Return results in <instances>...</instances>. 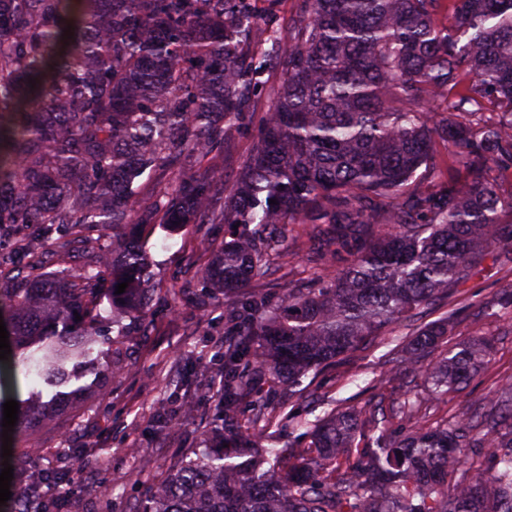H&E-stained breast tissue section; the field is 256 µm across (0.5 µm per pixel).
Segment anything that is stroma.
Instances as JSON below:
<instances>
[{"instance_id": "1", "label": "stroma", "mask_w": 512, "mask_h": 512, "mask_svg": "<svg viewBox=\"0 0 512 512\" xmlns=\"http://www.w3.org/2000/svg\"><path fill=\"white\" fill-rule=\"evenodd\" d=\"M260 119L253 114L218 158L225 184L233 183L246 159ZM231 231L228 224L145 225V256L154 288L148 310L141 317L113 311L111 295L102 294L108 318L101 327L97 360L91 366H75L69 382L58 389L44 388V398L58 396L71 410L65 425L50 420L29 440L15 438V446H27L28 451L9 460L12 490H25L34 471L67 473L77 463L82 480L67 475L53 485L62 512H131L148 487L165 476L174 458L205 446L219 421L220 405L211 396V384L222 371L224 311L233 300L205 288L202 276ZM323 231L319 238L311 236L308 225H289L286 255L262 283L272 298H281L285 288L303 287L312 273L332 275L346 266L350 257L345 253L319 267L311 263L324 237L334 236L336 227L327 224ZM504 275L501 261L487 258L480 273L459 288L453 306L423 309L425 324L439 320L449 308L458 309L445 346L478 337L492 344L488 369L462 391L449 393L431 411V420L461 416L473 401L481 402L485 414H494L497 390L512 381V311L492 303L505 284ZM385 343V337H378L367 348L328 365L316 375L313 391L335 400L341 409H358L379 399L399 406L410 392L394 366L379 367ZM180 398L192 400L194 411L172 423L162 420V408Z\"/></svg>"}]
</instances>
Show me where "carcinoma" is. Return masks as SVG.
I'll list each match as a JSON object with an SVG mask.
<instances>
[{"instance_id":"1","label":"carcinoma","mask_w":512,"mask_h":512,"mask_svg":"<svg viewBox=\"0 0 512 512\" xmlns=\"http://www.w3.org/2000/svg\"><path fill=\"white\" fill-rule=\"evenodd\" d=\"M283 0H0V319L10 359L46 382L99 336L98 287L112 268V303L132 314L151 299L140 224H235L205 280L236 299L219 382L227 447L173 460L140 512H512V384L485 418L417 422L422 401L461 390L486 364L474 340L418 368L419 353L448 335L457 310L415 328L394 361L421 372L426 396L385 428L380 405L311 421L252 404L258 379L304 378L411 322L479 274L512 239V0H302L283 26ZM71 28L73 38L62 39ZM277 68L269 94L264 74ZM36 85L29 87V79ZM268 100L232 185L214 160ZM440 99V112L426 105ZM453 148L463 183L424 189L436 145ZM178 167L152 201L135 184ZM276 203L271 204L269 200ZM336 225L325 256L347 250V230L377 233L329 280L275 301L249 287L282 255L289 224ZM112 228L123 249L74 275L39 277L40 249L93 244ZM81 319H76V316ZM47 414L19 403L23 430ZM278 419L305 447L269 448ZM461 448L483 459L464 460ZM8 512H50L42 480Z\"/></svg>"}]
</instances>
